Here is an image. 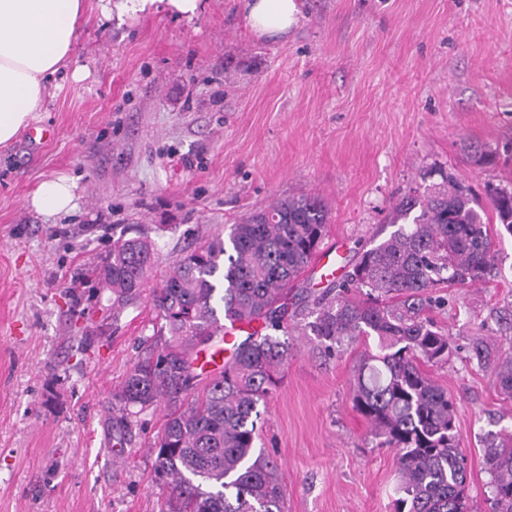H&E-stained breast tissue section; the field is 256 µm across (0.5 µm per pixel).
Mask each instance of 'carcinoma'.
<instances>
[{
  "mask_svg": "<svg viewBox=\"0 0 512 512\" xmlns=\"http://www.w3.org/2000/svg\"><path fill=\"white\" fill-rule=\"evenodd\" d=\"M424 193L411 188L392 202V231L362 250L344 278L313 299L304 325L332 356L343 343L377 339L352 370L351 398L377 446L396 452L394 512H470L466 456L455 425L456 403L423 369L448 362V336L425 317L444 302L438 288L483 282L495 261L489 224L512 234V188L487 183L492 220L482 217L469 187L443 170ZM327 210L316 196L280 199L176 258L149 294L155 322L144 354L113 394L119 423L165 407L153 443V471L164 494L161 512H281L284 487L276 461L255 446L259 403L288 365L280 336L291 292L312 295L300 277L326 232ZM155 263L150 239L112 240L96 277L112 292V320L137 306ZM247 336L234 343L222 371L198 387L197 361L223 343L221 319ZM493 372L512 399V354ZM489 512H512V434L486 446Z\"/></svg>",
  "mask_w": 512,
  "mask_h": 512,
  "instance_id": "cac0c4a2",
  "label": "carcinoma"
}]
</instances>
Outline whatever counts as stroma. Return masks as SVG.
I'll return each instance as SVG.
<instances>
[{
  "instance_id": "stroma-1",
  "label": "stroma",
  "mask_w": 512,
  "mask_h": 512,
  "mask_svg": "<svg viewBox=\"0 0 512 512\" xmlns=\"http://www.w3.org/2000/svg\"><path fill=\"white\" fill-rule=\"evenodd\" d=\"M283 38H260L241 0L193 21L90 11L45 110L0 150V512H159L149 443L163 410L114 423L112 393L153 333L149 304L113 321L94 267L112 240L147 233L150 277L273 201L328 209L321 249L348 271L394 197L440 168L482 190L481 165L512 133V0H301ZM73 178L70 213L30 210L45 179ZM486 281L448 288L433 312L450 338L430 376L456 401L472 512H488V433L512 399L474 357L512 352V235ZM291 356L260 407L256 444L278 463L283 512H393L395 453L353 407L359 345L333 357L290 332Z\"/></svg>"
}]
</instances>
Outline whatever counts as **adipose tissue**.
I'll return each instance as SVG.
<instances>
[{"mask_svg":"<svg viewBox=\"0 0 512 512\" xmlns=\"http://www.w3.org/2000/svg\"><path fill=\"white\" fill-rule=\"evenodd\" d=\"M85 0H0V148L8 147L44 105L48 85L63 68L74 81L83 67H70L75 33L85 14ZM201 0H106L104 17L164 11L193 19ZM245 20L261 37H283L297 24L298 0H244ZM76 183L59 176L42 181L26 204L35 212L59 214L75 206Z\"/></svg>","mask_w":512,"mask_h":512,"instance_id":"1","label":"adipose tissue"}]
</instances>
